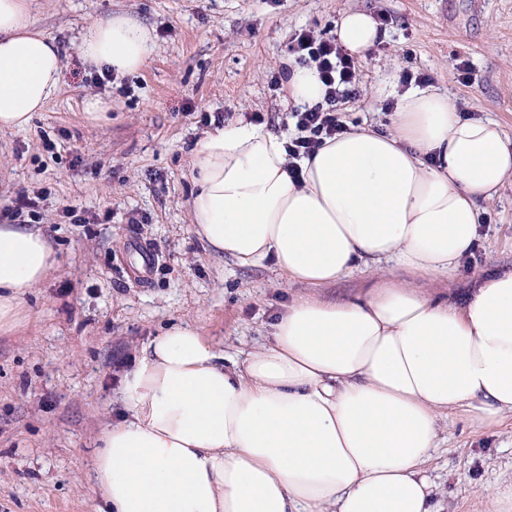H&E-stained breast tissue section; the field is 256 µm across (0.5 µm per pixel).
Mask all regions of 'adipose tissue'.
Here are the masks:
<instances>
[{
    "label": "adipose tissue",
    "mask_w": 512,
    "mask_h": 512,
    "mask_svg": "<svg viewBox=\"0 0 512 512\" xmlns=\"http://www.w3.org/2000/svg\"><path fill=\"white\" fill-rule=\"evenodd\" d=\"M31 16V0H0V130L29 126L59 87L56 41ZM337 35L360 55L381 33L354 11ZM153 49L125 16L92 23L79 44L89 65L122 74ZM286 143L244 121L207 132L191 218L215 253L317 288L386 263L455 278L481 202L512 178L500 125L434 90L399 95L390 131L326 140L298 185ZM55 264L41 232L0 225V326ZM271 336L238 358L179 322L143 347L92 461L108 512H436L425 466L439 416L488 428L512 413V270L482 277L461 305L386 282L343 301L301 297Z\"/></svg>",
    "instance_id": "obj_1"
}]
</instances>
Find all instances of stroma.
<instances>
[{
	"instance_id": "35a3bbf8",
	"label": "stroma",
	"mask_w": 512,
	"mask_h": 512,
	"mask_svg": "<svg viewBox=\"0 0 512 512\" xmlns=\"http://www.w3.org/2000/svg\"><path fill=\"white\" fill-rule=\"evenodd\" d=\"M36 30L59 44V90L30 126L0 132V208L19 192L44 196L29 226L57 264L25 295L21 320L0 332V512H102L91 459L121 410L123 374L172 323L188 322L228 354L269 342L270 325L296 298L341 300L380 276L410 290L462 301L477 281L512 268V181L481 206L479 259L454 280L386 266L360 268L317 289L285 280L272 264L242 267L207 249L191 224L192 150L209 131L256 112L272 131L295 104L273 89L306 28L335 33L344 12L381 19L385 36L359 57V95L342 104L346 123L386 131L383 90L403 69L497 121L512 139V0H34ZM124 15L152 29L155 51L118 75L123 94L88 81L78 43L93 22ZM471 61L461 84L454 59ZM107 101L105 119L84 115L86 98ZM82 223H73L68 210ZM156 252L149 280L132 274L136 244ZM426 466L438 512H489L512 483V415L476 428L460 414L440 419Z\"/></svg>"
}]
</instances>
